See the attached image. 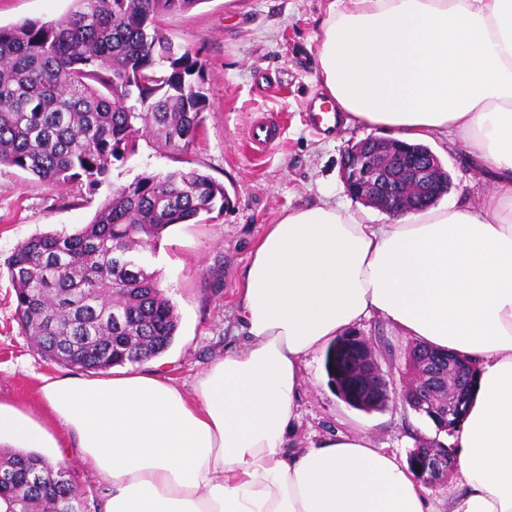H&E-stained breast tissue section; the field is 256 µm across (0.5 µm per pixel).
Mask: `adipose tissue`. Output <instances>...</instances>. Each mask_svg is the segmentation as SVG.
<instances>
[{
	"mask_svg": "<svg viewBox=\"0 0 512 512\" xmlns=\"http://www.w3.org/2000/svg\"><path fill=\"white\" fill-rule=\"evenodd\" d=\"M319 65L345 124L463 133L492 189L385 224L327 202L285 212L245 267L239 347L192 392L154 368L46 377L102 512H512V0H331ZM374 315L478 370L447 508L368 434L288 445L308 357ZM56 445L0 403V446Z\"/></svg>",
	"mask_w": 512,
	"mask_h": 512,
	"instance_id": "obj_1",
	"label": "adipose tissue"
}]
</instances>
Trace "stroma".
Wrapping results in <instances>:
<instances>
[{"instance_id": "1", "label": "stroma", "mask_w": 512, "mask_h": 512, "mask_svg": "<svg viewBox=\"0 0 512 512\" xmlns=\"http://www.w3.org/2000/svg\"><path fill=\"white\" fill-rule=\"evenodd\" d=\"M330 0H203L185 13L165 15L157 26L175 43L205 60L206 102L198 140L187 157L222 183L230 200L223 212L166 230L150 267L180 316L178 336L157 362L176 383L192 389L211 359L240 341L237 288L251 251L267 225L283 212L327 198L344 203L340 179L344 152L353 142L389 138V131L343 125L318 132L307 123L311 99L324 97L318 53ZM72 0H0V25L48 21L66 14ZM270 120L283 123L277 143L261 153L251 131ZM431 150L452 178L441 202H476L491 182L469 154L462 136L435 139ZM179 165L140 138L135 155L114 163L96 190L86 183H48L0 166V402L17 405L43 424L51 419L40 397L43 377L65 366L43 358L23 330L6 262L32 236L88 224L114 191L145 172ZM325 354L303 370L300 406L290 443L307 444L338 431L368 432L374 447L407 459L427 422L400 399L365 412L340 397L325 368Z\"/></svg>"}]
</instances>
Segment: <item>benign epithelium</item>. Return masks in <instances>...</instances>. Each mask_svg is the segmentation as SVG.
<instances>
[{
	"instance_id": "benign-epithelium-1",
	"label": "benign epithelium",
	"mask_w": 512,
	"mask_h": 512,
	"mask_svg": "<svg viewBox=\"0 0 512 512\" xmlns=\"http://www.w3.org/2000/svg\"><path fill=\"white\" fill-rule=\"evenodd\" d=\"M447 179L449 174L434 153H414L391 139L367 138L348 146L341 165L344 192L392 218L412 210L418 195L429 196L431 204L437 202L444 195ZM341 342L351 351L350 375L369 393L373 405L388 404L391 380L380 363L386 353L376 352L372 343L359 336H347ZM447 362V371L456 374L459 384L455 397L448 403L447 423L442 426L451 432L462 416L461 384L475 378L476 369L454 355L448 356ZM405 375L401 389L403 401L421 415L430 413L429 390L438 374L420 362L419 351L413 348L406 358ZM408 460L417 476L428 485L444 481L454 469L450 450L435 439L419 441L410 451Z\"/></svg>"
}]
</instances>
